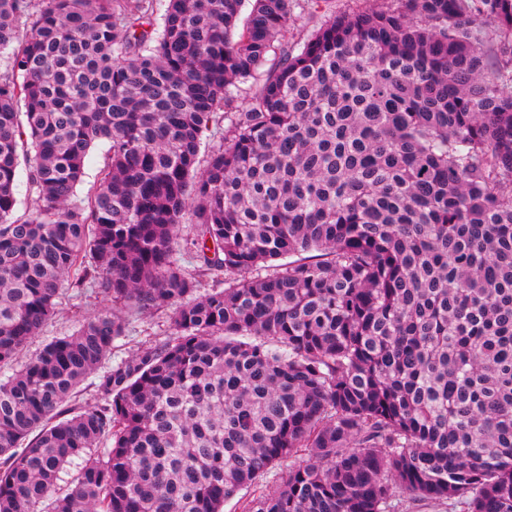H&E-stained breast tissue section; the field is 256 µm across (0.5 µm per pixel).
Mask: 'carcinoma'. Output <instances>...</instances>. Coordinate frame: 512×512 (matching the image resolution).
Segmentation results:
<instances>
[{
  "instance_id": "cac0c4a2",
  "label": "carcinoma",
  "mask_w": 512,
  "mask_h": 512,
  "mask_svg": "<svg viewBox=\"0 0 512 512\" xmlns=\"http://www.w3.org/2000/svg\"><path fill=\"white\" fill-rule=\"evenodd\" d=\"M241 2L0 0V512H512V0ZM301 6L294 11V21L286 39L297 41L308 35L315 26L332 19L337 13L349 9L369 8L375 0H299ZM109 144L107 141L98 142L97 146L90 152L85 164V176L83 183L78 186L77 200L82 201L98 185L101 171L106 162ZM59 302V312L55 320L49 324L36 336L29 344L26 353L30 354L41 348L53 336H62L72 333L77 326L74 317L78 310L85 312H93L95 309L103 306L104 302L101 297L96 298L91 290H87L85 294L80 296L75 288H71L69 284H64V288ZM119 312L125 320L126 337L119 341L123 345L115 349V357L127 355L136 350L145 342L153 341L156 338L170 336L172 332L170 316L171 310L161 309L152 316H141L127 312L121 306Z\"/></svg>"
}]
</instances>
